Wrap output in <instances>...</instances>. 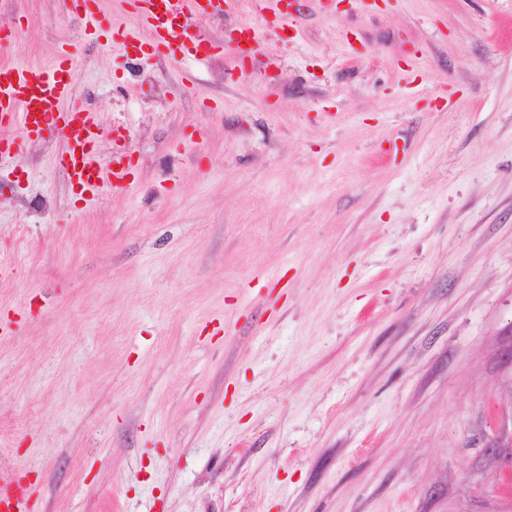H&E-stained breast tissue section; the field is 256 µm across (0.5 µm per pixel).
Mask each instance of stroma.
Returning a JSON list of instances; mask_svg holds the SVG:
<instances>
[{"instance_id":"obj_1","label":"stroma","mask_w":512,"mask_h":512,"mask_svg":"<svg viewBox=\"0 0 512 512\" xmlns=\"http://www.w3.org/2000/svg\"><path fill=\"white\" fill-rule=\"evenodd\" d=\"M224 0L147 59L122 0H0L75 58L132 185L0 165V469L30 512H506L512 0ZM260 29L259 54L228 41Z\"/></svg>"}]
</instances>
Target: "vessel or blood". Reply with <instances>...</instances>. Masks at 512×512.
<instances>
[{"label": "vessel or blood", "instance_id": "vessel-or-blood-1", "mask_svg": "<svg viewBox=\"0 0 512 512\" xmlns=\"http://www.w3.org/2000/svg\"><path fill=\"white\" fill-rule=\"evenodd\" d=\"M135 27L123 33V44L136 48L140 29L151 32L156 49L172 55L206 60L224 52L222 42L203 37L198 20L222 12L223 0H131ZM74 60L61 50L51 65L0 62V127L15 130L13 139L0 140V161L14 157L27 141L57 135L66 140L58 164L84 190L100 193L130 185V171L122 160L103 159L102 123L98 113L63 108L72 91Z\"/></svg>", "mask_w": 512, "mask_h": 512}]
</instances>
